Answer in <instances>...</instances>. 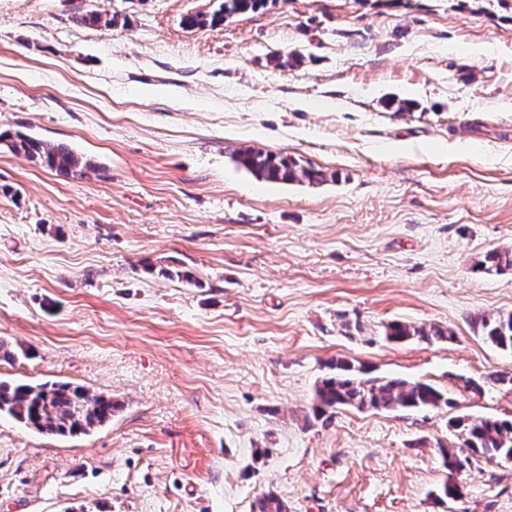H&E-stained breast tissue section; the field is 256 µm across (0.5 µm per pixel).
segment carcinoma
<instances>
[{"label": "carcinoma", "mask_w": 512, "mask_h": 512, "mask_svg": "<svg viewBox=\"0 0 512 512\" xmlns=\"http://www.w3.org/2000/svg\"><path fill=\"white\" fill-rule=\"evenodd\" d=\"M266 0H222L211 14L189 16L190 28L219 25L238 14L256 11ZM80 22L110 30L120 19L108 12L84 15ZM9 150L30 161L67 177L84 174L92 168L82 162L65 143L53 144L41 138L16 134L9 137ZM233 160L253 176L280 183H322L327 175L300 158L247 148L238 150ZM486 272L500 273L512 269V253L492 252L479 263ZM476 325L482 336L498 349L512 354V312L483 317ZM384 337L391 343L421 341L433 343L454 338V333L440 325L416 326L402 321L384 325ZM330 373L316 387V414L340 407L358 410L396 408H440L449 404L448 397L430 383L401 378H362L363 370L347 360L329 363ZM120 403L111 396L94 393L82 385L67 381L17 382L0 380V416H7L38 434L46 436L88 435L107 425ZM449 427L461 445L439 446L443 465L450 472L461 469L469 460V451L488 459L512 461V422L489 416H463L449 421ZM259 512H287L284 502L274 493L257 501Z\"/></svg>", "instance_id": "1"}]
</instances>
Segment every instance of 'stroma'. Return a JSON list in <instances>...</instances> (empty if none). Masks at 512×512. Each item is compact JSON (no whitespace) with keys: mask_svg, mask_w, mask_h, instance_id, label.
<instances>
[{"mask_svg":"<svg viewBox=\"0 0 512 512\" xmlns=\"http://www.w3.org/2000/svg\"><path fill=\"white\" fill-rule=\"evenodd\" d=\"M218 5L0 0V133L93 163L69 178L0 143V379L121 404L78 437L0 417V512H254L267 492L512 512V462L452 474L438 453L451 418L512 421L493 380L512 355L475 325L512 312V271L479 266L512 251V0H269L186 26ZM104 10L126 26L78 21ZM248 147L333 178L257 179L232 160ZM393 320L454 337L390 343ZM335 358L449 403L315 417ZM267 0H224L221 1L219 8L211 14H197L189 16L185 24L189 28L220 25L227 18L238 14H245L250 11H256L266 4Z\"/></svg>","mask_w":512,"mask_h":512,"instance_id":"obj_1","label":"stroma"}]
</instances>
